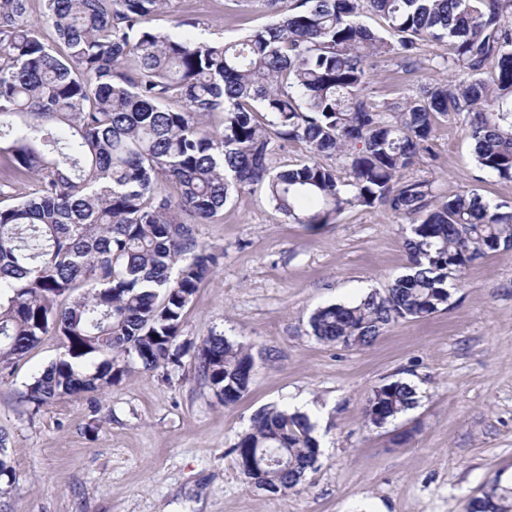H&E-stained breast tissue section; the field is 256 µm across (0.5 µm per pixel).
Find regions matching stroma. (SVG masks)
I'll return each mask as SVG.
<instances>
[{
  "label": "stroma",
  "instance_id": "obj_1",
  "mask_svg": "<svg viewBox=\"0 0 512 512\" xmlns=\"http://www.w3.org/2000/svg\"><path fill=\"white\" fill-rule=\"evenodd\" d=\"M197 33L231 41L271 18L266 0H171ZM447 44L424 42L421 66L374 71L368 93L388 105L437 79ZM437 160L406 175L437 194L477 190L512 204V181L477 166L455 119L434 132ZM408 223L384 207L342 212L315 228L291 224L264 187L232 195L224 215L195 227L223 251L215 275L184 310L181 341L217 333L249 349L255 370L227 406L195 370V356L145 370L124 360L116 385L33 409L22 395L63 351L61 336L0 369V431L15 478L0 482V512H464L490 480L512 489V249L485 254L449 281L446 310L388 326L366 347L315 339L312 313L384 291L405 274ZM415 386L416 407L383 427L363 409L376 387ZM303 412L320 442L305 486L255 489L231 449L260 409Z\"/></svg>",
  "mask_w": 512,
  "mask_h": 512
}]
</instances>
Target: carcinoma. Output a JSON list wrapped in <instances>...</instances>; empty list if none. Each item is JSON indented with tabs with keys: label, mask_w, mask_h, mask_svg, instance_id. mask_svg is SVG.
Instances as JSON below:
<instances>
[{
	"label": "carcinoma",
	"mask_w": 512,
	"mask_h": 512,
	"mask_svg": "<svg viewBox=\"0 0 512 512\" xmlns=\"http://www.w3.org/2000/svg\"><path fill=\"white\" fill-rule=\"evenodd\" d=\"M170 2L42 0L34 20L29 0H0V368L49 333L65 345L27 386L36 407L112 386L122 356L147 370L180 362L192 347L177 343L183 311L222 258L194 225L214 221L234 191L265 186L291 224L383 206L411 225L407 274L312 315L326 344L367 346L392 323L447 309L448 280L512 248L506 205L403 178L435 158V127L453 116L478 166L512 180V0H290L227 43L197 37L182 16L157 27ZM367 12L384 32L362 22ZM421 41L448 42L461 77L392 107L372 102L371 71L417 70ZM276 140L304 144L307 158L272 170ZM333 156L346 177L321 162ZM93 353L107 359L90 365ZM196 361L226 405L255 368L217 334ZM416 404L413 386L385 383L365 419L382 427ZM231 452L272 494L299 486L321 456L308 417L277 406L258 411ZM484 497L485 512H512V490L492 484Z\"/></svg>",
	"instance_id": "carcinoma-1"
}]
</instances>
